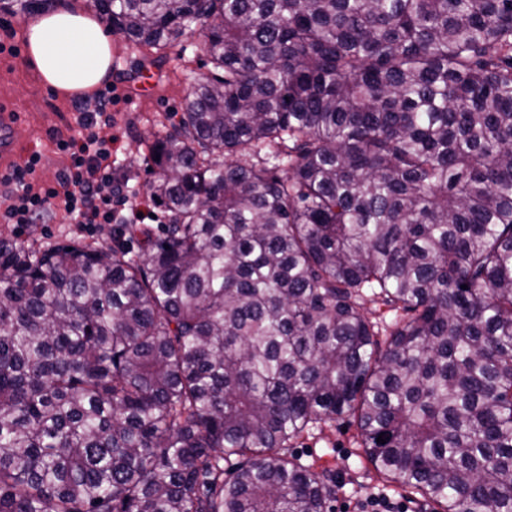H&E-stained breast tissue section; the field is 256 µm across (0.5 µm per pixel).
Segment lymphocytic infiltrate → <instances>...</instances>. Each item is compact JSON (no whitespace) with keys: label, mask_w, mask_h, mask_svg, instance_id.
I'll list each match as a JSON object with an SVG mask.
<instances>
[{"label":"lymphocytic infiltrate","mask_w":512,"mask_h":512,"mask_svg":"<svg viewBox=\"0 0 512 512\" xmlns=\"http://www.w3.org/2000/svg\"><path fill=\"white\" fill-rule=\"evenodd\" d=\"M112 108V90L104 88L94 96L75 100L72 109L79 127L77 136L57 138L59 151L68 154L69 165L53 188L29 182L40 161L31 155L25 167L0 177L7 189L8 203L0 211L7 224H33L52 210L60 211L73 224H108L113 220L112 151L116 139L101 140L95 133L100 118Z\"/></svg>","instance_id":"f902f5d3"}]
</instances>
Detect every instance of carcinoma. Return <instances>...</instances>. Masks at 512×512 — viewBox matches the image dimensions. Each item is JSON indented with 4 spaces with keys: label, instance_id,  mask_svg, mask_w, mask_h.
<instances>
[{
    "label": "carcinoma",
    "instance_id": "obj_1",
    "mask_svg": "<svg viewBox=\"0 0 512 512\" xmlns=\"http://www.w3.org/2000/svg\"><path fill=\"white\" fill-rule=\"evenodd\" d=\"M96 3L215 73L145 141L162 234L0 239V512H332L288 448L348 416L443 512H512V0Z\"/></svg>",
    "mask_w": 512,
    "mask_h": 512
}]
</instances>
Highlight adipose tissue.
Returning <instances> with one entry per match:
<instances>
[{
  "instance_id": "adipose-tissue-1",
  "label": "adipose tissue",
  "mask_w": 512,
  "mask_h": 512,
  "mask_svg": "<svg viewBox=\"0 0 512 512\" xmlns=\"http://www.w3.org/2000/svg\"><path fill=\"white\" fill-rule=\"evenodd\" d=\"M27 60L66 98L91 92L110 74L112 40L92 13L68 5L43 12L25 29Z\"/></svg>"
}]
</instances>
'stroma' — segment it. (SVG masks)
Wrapping results in <instances>:
<instances>
[{"mask_svg": "<svg viewBox=\"0 0 512 512\" xmlns=\"http://www.w3.org/2000/svg\"><path fill=\"white\" fill-rule=\"evenodd\" d=\"M212 65L192 43L153 53L128 44L121 36L112 38L110 84L121 96L112 107L113 125L102 126L101 135L118 131L120 148L113 157L112 183L121 194L142 198L150 178L142 160L146 137L164 133L181 115L194 78L211 74ZM23 104L25 119L14 131L18 163L40 154L33 178L45 187L54 186L69 163L67 154L57 150L56 134L77 135L70 101L58 97L28 68L24 56L0 55V102ZM112 225L85 229L64 223L61 217L46 216L33 224L0 222V238L36 248L69 242L110 244ZM293 452L302 463L325 470L336 481L334 512H357L368 496L390 497L406 502L410 512H441L432 502L410 498L396 482L378 472L364 456L352 418L323 428L311 429L294 444Z\"/></svg>", "mask_w": 512, "mask_h": 512, "instance_id": "1", "label": "stroma"}]
</instances>
